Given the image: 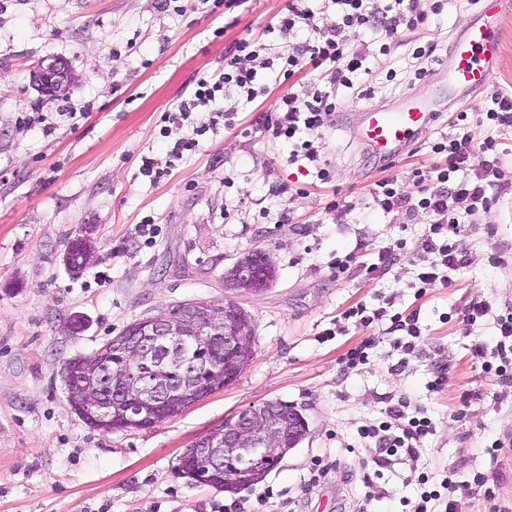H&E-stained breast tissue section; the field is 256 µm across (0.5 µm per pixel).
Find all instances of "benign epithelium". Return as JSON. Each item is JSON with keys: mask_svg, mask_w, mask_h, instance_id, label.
<instances>
[{"mask_svg": "<svg viewBox=\"0 0 512 512\" xmlns=\"http://www.w3.org/2000/svg\"><path fill=\"white\" fill-rule=\"evenodd\" d=\"M30 83L46 97L63 98L71 81L58 59L44 60L29 73ZM224 287L236 295L258 296L269 287L264 269L249 255L225 269ZM251 315L235 299L221 308L207 299L171 306L129 324L93 354L71 362L65 374L71 407L91 418L102 432L151 428L167 414L166 406L181 404L185 411L232 384L240 372L239 356L254 346ZM117 352L133 365L112 372L105 364L117 396L108 402L94 385L101 359ZM293 410L280 401L246 409L185 449L184 474L224 486L249 482L259 466L283 447Z\"/></svg>", "mask_w": 512, "mask_h": 512, "instance_id": "obj_1", "label": "benign epithelium"}]
</instances>
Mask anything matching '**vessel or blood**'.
<instances>
[{
  "label": "vessel or blood",
  "instance_id": "vessel-or-blood-1",
  "mask_svg": "<svg viewBox=\"0 0 512 512\" xmlns=\"http://www.w3.org/2000/svg\"><path fill=\"white\" fill-rule=\"evenodd\" d=\"M508 8L512 0H478L477 10L455 27L445 60L431 74L442 84L441 95L420 99L404 92L389 105L362 107L352 120L355 139L379 161L393 162L452 104L486 90L503 61V35L496 16Z\"/></svg>",
  "mask_w": 512,
  "mask_h": 512
}]
</instances>
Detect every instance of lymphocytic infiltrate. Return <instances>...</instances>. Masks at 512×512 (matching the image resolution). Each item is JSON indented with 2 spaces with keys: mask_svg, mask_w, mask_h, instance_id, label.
<instances>
[{
  "mask_svg": "<svg viewBox=\"0 0 512 512\" xmlns=\"http://www.w3.org/2000/svg\"><path fill=\"white\" fill-rule=\"evenodd\" d=\"M330 2L336 12V22L325 30L318 26L314 12L305 6L304 0H290L286 13L278 18L274 29L285 37L302 35L298 52L272 59L262 56L260 45L241 41L237 55L225 61L223 73L199 78L193 99L180 104L176 111L163 113L162 122L177 129L192 118L197 123V133H205L216 124L218 113L211 110L210 105L217 93L231 90L246 101L255 100L261 91L257 77L262 69L279 71L288 79L306 67L317 68L329 62L336 67L337 85L354 88L355 78L365 69L367 55L364 49L352 48L353 37L375 30L389 38L394 34L397 20H405L410 27L425 20L424 15L416 13L415 0H388L383 6L378 0ZM244 55L258 60V68L241 66L240 58ZM336 108V95L331 90L316 91L308 99L295 92L284 94L267 116L262 134L268 140L290 145L289 162L306 160L315 167L317 180H328L329 172L321 165L316 135L332 121ZM430 150L440 161L430 170L414 172L417 192L406 191L394 178L380 179L369 189L374 204L384 211L403 208L434 215L435 220L421 243L418 257L420 271L417 279L424 290L450 285L454 274L466 268L472 259L461 239V226L489 206L488 189L494 171L492 157L496 143L490 137L475 141L466 129L440 134L431 142ZM474 166L479 167V174L465 177V170ZM497 329L502 337L497 345L498 363L487 360L482 345H475L474 355L483 372L496 377L499 382L512 383V354L505 345L506 339H512L511 312L498 317ZM389 416V421L367 427L362 432L363 437L376 440L388 455L401 452L416 455L422 440L435 432L427 417L408 418L396 407L390 409Z\"/></svg>",
  "mask_w": 512,
  "mask_h": 512,
  "instance_id": "f902f5d3",
  "label": "lymphocytic infiltrate"
}]
</instances>
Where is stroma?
<instances>
[{
  "label": "stroma",
  "mask_w": 512,
  "mask_h": 512,
  "mask_svg": "<svg viewBox=\"0 0 512 512\" xmlns=\"http://www.w3.org/2000/svg\"><path fill=\"white\" fill-rule=\"evenodd\" d=\"M289 0H0V512H220L236 502L251 512H359L373 492V512H415L424 491L439 488L449 470L481 475L487 493L457 497L454 512H512V395H502L473 358L474 339L487 349L500 340L496 319L512 311V125L477 128L497 142L488 211L463 227L471 264L449 286L419 293L418 251L432 222L424 212H383L368 194L372 183L397 177L436 157L429 144L453 131L458 113L486 111L491 96H512V12L502 13L504 60L489 90L443 113L432 131L388 167L374 159L341 119L403 91L431 98L439 87L416 77L415 49L435 46L444 60L470 0H418L425 21L398 25L388 56L377 32L367 46L370 95L339 88L338 115L321 129L327 182L303 163L289 164L287 146L261 130L276 100L293 91L330 86L331 67L304 69L284 82L263 77L253 102L218 94L231 125L195 135L198 141L169 162L163 112L192 99L200 77L222 73L236 44H264L267 56L295 52L296 37L269 33ZM66 60L76 75L68 95L46 100L28 71L43 59ZM42 112L44 123L25 125ZM51 124L44 133L43 124ZM164 175L146 176L143 158ZM341 208H333V201ZM150 224L153 238L139 227ZM88 235L100 260L71 274L63 255ZM404 240L386 275L366 268L378 251ZM262 250L276 266L266 293L241 298L255 325V358L230 386L155 427L103 433L71 408L63 368L96 351L131 322L192 299L224 301V271L245 252ZM359 251L338 272L337 257ZM492 309L466 337L463 318L473 300ZM416 314L421 336L413 352L403 331L387 323L363 327L344 317L354 306ZM85 327L69 329L74 317ZM370 342L366 364L347 368L341 356ZM448 381L430 385L438 373ZM403 399L434 423L417 456L379 454L362 438L388 420ZM278 400L307 424L304 440L258 485L233 492L178 474L192 442L240 411ZM469 410H462L463 401ZM338 468L309 484L318 457Z\"/></svg>",
  "instance_id": "35a3bbf8"
}]
</instances>
